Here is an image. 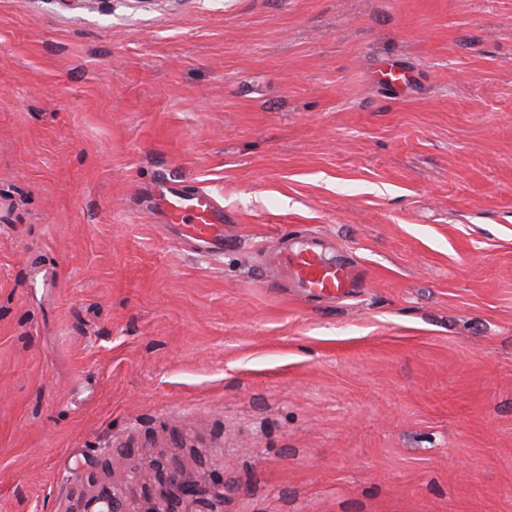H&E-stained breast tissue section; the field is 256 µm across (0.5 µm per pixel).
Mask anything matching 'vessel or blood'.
Returning <instances> with one entry per match:
<instances>
[{
    "mask_svg": "<svg viewBox=\"0 0 512 512\" xmlns=\"http://www.w3.org/2000/svg\"><path fill=\"white\" fill-rule=\"evenodd\" d=\"M146 191L154 198L156 223L182 225L186 237L206 253L223 252L224 208L209 192L187 193L174 181L149 185ZM264 265L272 271H286L307 295L326 300L344 296L355 281L350 262L325 260L321 248L309 242L269 246Z\"/></svg>",
    "mask_w": 512,
    "mask_h": 512,
    "instance_id": "b4317fda",
    "label": "vessel or blood"
}]
</instances>
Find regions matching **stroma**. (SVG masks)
Returning <instances> with one entry per match:
<instances>
[{
	"label": "stroma",
	"instance_id": "35a3bbf8",
	"mask_svg": "<svg viewBox=\"0 0 512 512\" xmlns=\"http://www.w3.org/2000/svg\"><path fill=\"white\" fill-rule=\"evenodd\" d=\"M291 233L348 297L264 267ZM174 466L223 512H512V0H0V512ZM143 191L154 197L157 224H179L185 236L206 253L224 251V206L206 190L187 193L175 181L151 184Z\"/></svg>",
	"mask_w": 512,
	"mask_h": 512
}]
</instances>
